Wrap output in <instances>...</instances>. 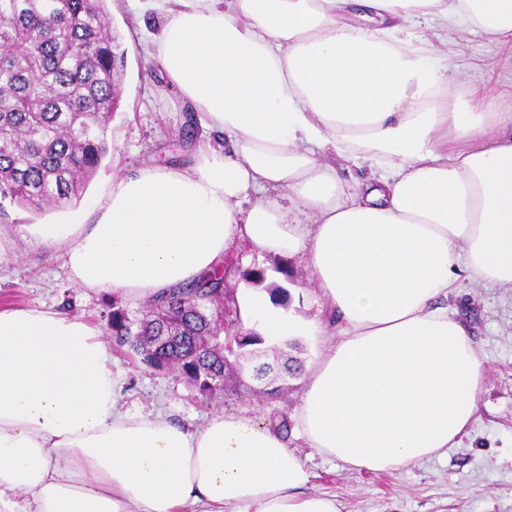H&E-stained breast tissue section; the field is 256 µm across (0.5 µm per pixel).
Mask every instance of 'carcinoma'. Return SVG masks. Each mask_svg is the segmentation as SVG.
Returning <instances> with one entry per match:
<instances>
[{"mask_svg":"<svg viewBox=\"0 0 512 512\" xmlns=\"http://www.w3.org/2000/svg\"><path fill=\"white\" fill-rule=\"evenodd\" d=\"M106 2L0 0V200L35 212L68 205L107 155L125 50ZM213 302L238 313L222 268L172 292L163 304L169 312L139 330L124 309L112 307L107 329L119 346L128 344V332L139 333L143 345L131 352L148 367L172 358L179 371L199 370L217 383L224 355L199 346L216 329L201 313ZM163 327L173 336L166 347L153 340Z\"/></svg>","mask_w":512,"mask_h":512,"instance_id":"1","label":"carcinoma"}]
</instances>
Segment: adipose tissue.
Instances as JSON below:
<instances>
[{
  "mask_svg": "<svg viewBox=\"0 0 512 512\" xmlns=\"http://www.w3.org/2000/svg\"><path fill=\"white\" fill-rule=\"evenodd\" d=\"M154 2L149 55L224 145L114 178L37 240L65 246L77 285L150 304L235 242L303 252L336 320L304 372L308 447L376 473L455 447L483 359L446 300L465 279L512 291V96L450 95L447 57L412 37L461 21L512 44V0ZM340 160L380 175L351 188ZM238 308L270 340L307 329L260 292ZM119 389L101 328L0 307V512H341L247 410L191 430Z\"/></svg>",
  "mask_w": 512,
  "mask_h": 512,
  "instance_id": "ef3b65f1",
  "label": "adipose tissue"
}]
</instances>
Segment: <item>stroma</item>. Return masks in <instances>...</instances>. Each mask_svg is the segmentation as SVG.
I'll list each match as a JSON object with an SVG mask.
<instances>
[{
	"label": "stroma",
	"instance_id": "1",
	"mask_svg": "<svg viewBox=\"0 0 512 512\" xmlns=\"http://www.w3.org/2000/svg\"><path fill=\"white\" fill-rule=\"evenodd\" d=\"M112 27L126 49L121 97L109 123L110 149L90 177L84 198L105 194L113 177L151 165L177 169L195 163L200 135L178 146L190 105L170 90L158 64L148 62L146 45L157 24L139 0H108ZM432 51L447 56L449 92L464 94L472 82L494 81L512 73V48L457 28H423ZM224 285L237 293L281 286L288 290L286 310L304 320L329 323L331 312L315 289L305 285L300 254L273 255L247 244L231 247L224 259ZM260 267L266 276L252 284L245 271ZM139 313L140 302L76 285L65 247H47L32 237L16 236L12 253L0 259V306L43 307L105 326L112 306ZM448 309L466 329L483 357V386L474 422L459 443L438 457L391 473L351 471L320 458L308 448L297 420L302 383L283 376L289 358L310 365L322 352L320 337L298 334L294 347L282 342L234 349L229 354L225 390L203 398L186 379L170 370L145 366L128 348L113 347L114 367L123 376L119 402L133 412L158 408L181 426H201L212 412L249 409L257 420L288 419V444L307 457L313 473L311 492L336 495L343 512H512V291L463 283L449 296ZM269 364L263 380L239 370V363Z\"/></svg>",
	"mask_w": 512,
	"mask_h": 512
}]
</instances>
